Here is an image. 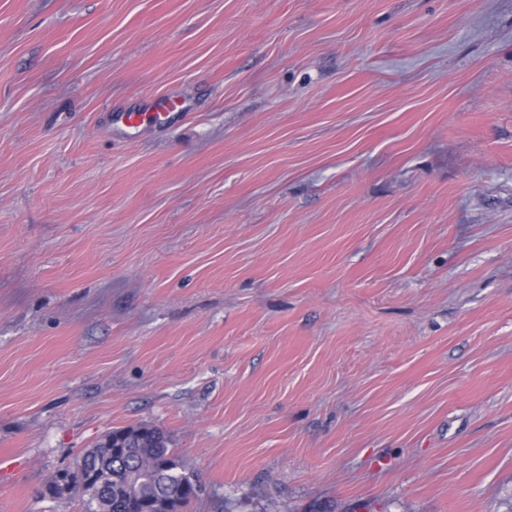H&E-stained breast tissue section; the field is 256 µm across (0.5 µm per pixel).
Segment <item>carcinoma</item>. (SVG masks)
<instances>
[{
  "label": "carcinoma",
  "instance_id": "carcinoma-1",
  "mask_svg": "<svg viewBox=\"0 0 512 512\" xmlns=\"http://www.w3.org/2000/svg\"><path fill=\"white\" fill-rule=\"evenodd\" d=\"M80 457L96 471L92 481L71 475L69 498H78L82 512H180L199 490L155 426L116 428Z\"/></svg>",
  "mask_w": 512,
  "mask_h": 512
}]
</instances>
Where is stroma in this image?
Instances as JSON below:
<instances>
[{
  "label": "stroma",
  "instance_id": "obj_1",
  "mask_svg": "<svg viewBox=\"0 0 512 512\" xmlns=\"http://www.w3.org/2000/svg\"><path fill=\"white\" fill-rule=\"evenodd\" d=\"M138 424L184 512H512V0H0V512Z\"/></svg>",
  "mask_w": 512,
  "mask_h": 512
}]
</instances>
